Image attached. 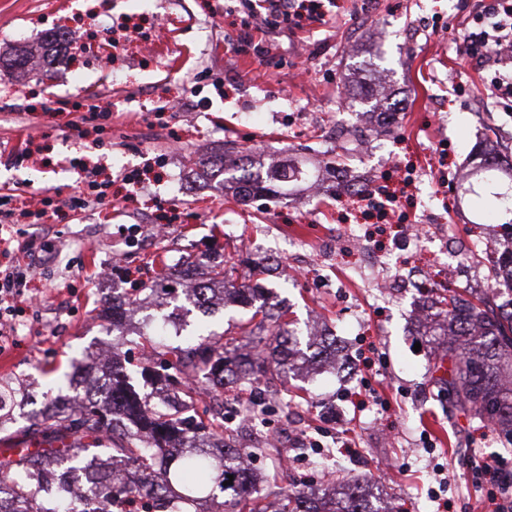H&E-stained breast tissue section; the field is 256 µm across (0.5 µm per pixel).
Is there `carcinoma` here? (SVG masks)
<instances>
[{
    "mask_svg": "<svg viewBox=\"0 0 512 512\" xmlns=\"http://www.w3.org/2000/svg\"><path fill=\"white\" fill-rule=\"evenodd\" d=\"M243 170L239 181L251 186L255 194L265 189L245 169L241 151L224 149L222 170ZM508 172L496 160L486 159L475 174L486 181L495 173ZM308 172L296 167L276 166L268 177L286 184L304 179ZM185 299L201 308L209 295L222 294L242 307H249L261 289L251 284L225 287L224 262L211 261L200 288L183 289ZM443 319L432 329L441 337V354L434 369H445L439 380L452 394L455 406L486 419L512 433V380L504 383L505 369L512 370V303L497 311L486 304H475L448 292ZM276 346L258 363L263 376L286 379L309 361L302 349L303 337L288 322H279ZM171 368L186 379L174 392L173 404H152L131 384L126 368L114 361L108 382L91 390L72 409H59L43 419L30 432L19 458L0 457V496L16 504L14 512H128L125 503L144 500L160 505L158 512H190L187 505L198 495L224 498V512H234L241 497L253 492L250 481L241 474V459L246 453L224 440V419H210L199 431L193 413L197 412L190 380L198 374L219 372L224 385L247 380V374L230 367L224 358V344L205 337L186 349L174 347ZM37 459H50L73 476L88 468L125 463L134 474L130 481H105L77 496L72 482L64 477L45 482L28 471ZM231 484L224 485L228 476ZM287 505L279 512H377L354 485L344 488L343 496L326 508L314 494L291 484L283 488Z\"/></svg>",
    "mask_w": 512,
    "mask_h": 512,
    "instance_id": "1",
    "label": "carcinoma"
}]
</instances>
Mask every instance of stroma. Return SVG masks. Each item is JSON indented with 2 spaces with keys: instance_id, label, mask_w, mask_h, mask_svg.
<instances>
[{
  "instance_id": "stroma-1",
  "label": "stroma",
  "mask_w": 512,
  "mask_h": 512,
  "mask_svg": "<svg viewBox=\"0 0 512 512\" xmlns=\"http://www.w3.org/2000/svg\"><path fill=\"white\" fill-rule=\"evenodd\" d=\"M367 5L368 23L359 19ZM321 10L323 21L281 24L260 56L231 48L245 18L238 0H0V189L27 210L55 196L43 222L58 244L55 260L31 277L13 346L0 352L1 438L22 436L44 403L74 397L65 385L72 361L95 367L107 347L135 389L155 399L141 352L161 326L184 341L204 331L232 337L234 355L255 357V339L238 333L248 309L229 302L205 313L167 292L187 256L205 255L233 266L235 282L252 275L287 321L318 322L336 338V365L225 389L228 404L256 389L281 402L262 431L229 435L235 447H265L252 460L256 476L289 456L284 479L319 491L352 479L400 512H484L471 463L512 456V444L451 409L419 316L435 311L431 289L475 301L494 282L483 254L470 262V283L450 282L437 246L512 223V210H489L459 188L478 148L512 162V105L491 98L493 68L460 54L475 0H321ZM59 30L67 49L48 73L36 51ZM20 53L30 57L22 70L10 64ZM95 105L111 119L73 131ZM228 142L252 172L298 159L315 175L284 197L246 203L234 171L186 189L199 158L221 160ZM85 162L114 180L110 207L67 206L84 188ZM410 171L418 178L406 189ZM130 172L141 179L133 190L119 181ZM372 185L397 195L408 224L436 213L428 240L404 244L407 224L366 216L356 196ZM368 249L388 256L389 275L415 273L426 287L378 296L364 268ZM293 261L301 276L272 275L273 264ZM107 270L140 291L121 335L102 319ZM293 413L302 434L332 415L324 441L332 467L271 446ZM440 472L443 511L428 496Z\"/></svg>"
}]
</instances>
